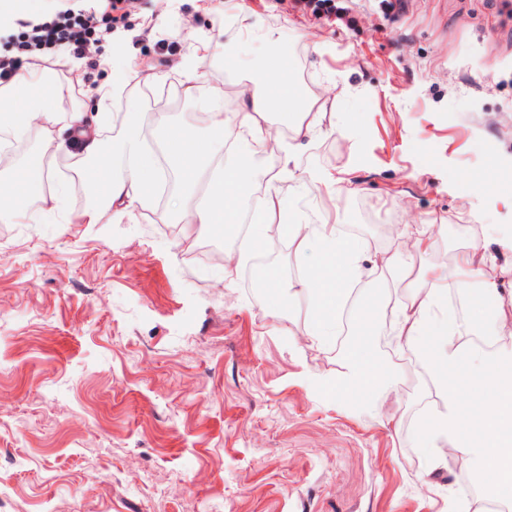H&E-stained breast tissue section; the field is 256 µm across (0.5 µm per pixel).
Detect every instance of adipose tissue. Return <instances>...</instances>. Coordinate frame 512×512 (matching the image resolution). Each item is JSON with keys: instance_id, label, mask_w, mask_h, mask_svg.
<instances>
[{"instance_id": "adipose-tissue-1", "label": "adipose tissue", "mask_w": 512, "mask_h": 512, "mask_svg": "<svg viewBox=\"0 0 512 512\" xmlns=\"http://www.w3.org/2000/svg\"><path fill=\"white\" fill-rule=\"evenodd\" d=\"M187 81L198 99L210 108L209 139L200 141L178 125L169 126L165 133L167 158L182 176L180 197L170 218L174 224L194 225L206 234L226 224L239 221V197L249 179L234 153L237 133L225 129L220 108L222 95L216 88L195 81L193 69L185 71ZM295 98L294 88L285 80L267 81L265 89L242 88L243 110L240 124L260 140L272 136L268 114L273 109L287 111ZM67 154L77 155L75 171L82 184L103 188L104 200L112 208L113 221H122L151 204V155L135 116H128L122 138L113 142L108 154H101L95 140L75 145L73 140L60 144ZM53 173L31 170L22 187L0 188V222L9 223L18 213L35 209L43 183L52 182ZM285 203L278 196H268L252 219L256 229L252 242H259L260 232L277 225L281 235L296 242L306 253V274L289 288H282L277 275H269L264 290L278 302L308 296L309 328L312 344L324 346L336 336L340 312L346 302L362 260L364 247L349 241L335 224L283 223ZM494 261L487 253L470 250L459 254L454 269L433 272L426 285L413 288L393 326L397 343L419 346L427 328L439 323L443 344L433 353L432 364L436 381L445 387L448 404L444 411L432 417L431 430L438 448L437 461H444V447L473 461L477 469L487 471L496 487H512V344H503L485 351L466 341L464 324L436 319L434 309L444 295L454 288L458 272L477 274V292L491 310L497 327H505L511 317L503 310L501 278L486 276ZM344 380L351 388L366 385L380 395L395 392L400 380L396 366L381 363L364 347L350 348L342 356Z\"/></svg>"}]
</instances>
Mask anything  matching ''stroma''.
Masks as SVG:
<instances>
[{"label":"stroma","instance_id":"35a3bbf8","mask_svg":"<svg viewBox=\"0 0 512 512\" xmlns=\"http://www.w3.org/2000/svg\"><path fill=\"white\" fill-rule=\"evenodd\" d=\"M335 0L336 13L302 14L294 0H143L84 83L56 71L48 106L70 111L109 144L123 134L84 102L109 74L132 73L115 113L135 114L151 136L160 120L202 126L184 67L221 88L228 126L238 89L272 32L279 69L301 97L310 136L270 125L290 154L236 147L252 171L244 209L278 194L296 222L336 224L365 246L355 280L380 299L369 348L398 367L396 393L352 395L342 378L348 334L312 345L309 321L272 308L247 266L196 258L207 245L238 247L237 232H167L151 203L121 223L82 199L72 171L55 169L35 223H0V512H448L469 492L431 471L424 419L446 399L429 361L380 332L404 290L380 273L381 253L405 252L408 228L434 227L415 266L445 268L474 247L512 266V0ZM154 31L142 33L143 17ZM195 28L169 67L157 36ZM252 36L239 35L242 21ZM223 32L234 50L208 38ZM58 128L25 134L26 150L0 171L24 181L56 153ZM337 179L334 188L318 175ZM97 211L88 221L87 211Z\"/></svg>","mask_w":512,"mask_h":512}]
</instances>
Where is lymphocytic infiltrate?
<instances>
[{"instance_id":"1","label":"lymphocytic infiltrate","mask_w":512,"mask_h":512,"mask_svg":"<svg viewBox=\"0 0 512 512\" xmlns=\"http://www.w3.org/2000/svg\"><path fill=\"white\" fill-rule=\"evenodd\" d=\"M27 0H0V18H9V50L0 53V86L18 75L39 76L65 57L81 59L112 36L117 21L141 14L142 0H53L32 13Z\"/></svg>"}]
</instances>
